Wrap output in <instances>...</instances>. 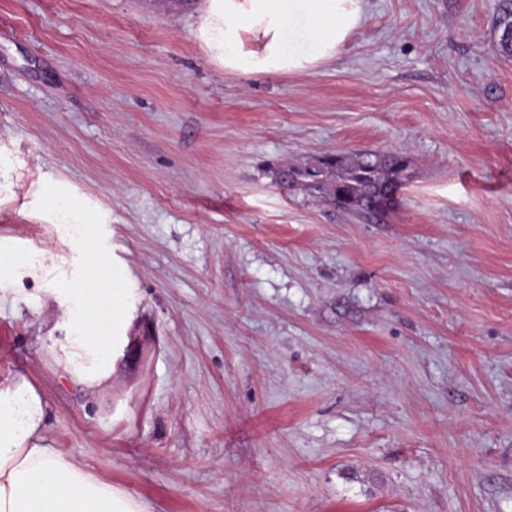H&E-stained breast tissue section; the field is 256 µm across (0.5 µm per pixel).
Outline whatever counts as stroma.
<instances>
[{"instance_id":"stroma-1","label":"stroma","mask_w":512,"mask_h":512,"mask_svg":"<svg viewBox=\"0 0 512 512\" xmlns=\"http://www.w3.org/2000/svg\"><path fill=\"white\" fill-rule=\"evenodd\" d=\"M202 5L0 0V238L54 262L0 287V378L151 512H512V0H369L336 58L271 77L208 60ZM361 151L409 162L383 214L276 182ZM81 246L132 309L98 397L44 352ZM69 195L56 193L51 201L50 211L58 224H98L97 217L84 209L77 208L68 200Z\"/></svg>"}]
</instances>
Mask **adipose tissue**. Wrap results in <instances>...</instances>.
<instances>
[{
  "instance_id": "1",
  "label": "adipose tissue",
  "mask_w": 512,
  "mask_h": 512,
  "mask_svg": "<svg viewBox=\"0 0 512 512\" xmlns=\"http://www.w3.org/2000/svg\"><path fill=\"white\" fill-rule=\"evenodd\" d=\"M365 0H204L194 36L210 62L247 77L306 73L336 57L359 27ZM92 285L46 289L68 322L47 350L63 378L91 394L112 381L127 344L125 291L111 264L81 252ZM0 512H150L148 504L89 472L48 437L41 390L22 372L0 379Z\"/></svg>"
}]
</instances>
